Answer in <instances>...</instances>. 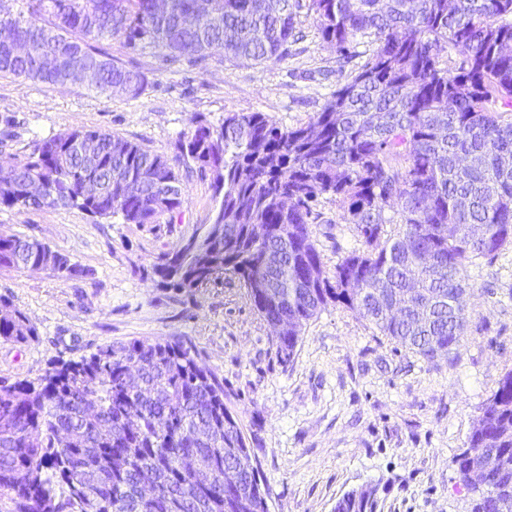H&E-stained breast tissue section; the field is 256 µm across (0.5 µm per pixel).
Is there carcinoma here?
Returning a JSON list of instances; mask_svg holds the SVG:
<instances>
[{
	"label": "carcinoma",
	"instance_id": "1",
	"mask_svg": "<svg viewBox=\"0 0 512 512\" xmlns=\"http://www.w3.org/2000/svg\"><path fill=\"white\" fill-rule=\"evenodd\" d=\"M0 0V74L74 83L76 64L97 67L102 95L132 98L148 86L132 54L159 49L160 66L201 67L215 55L264 62L288 53L296 25L312 19L345 58L362 38L368 61L305 126L262 112L191 119L169 160L99 129L36 140L0 167V208L77 207L94 219L154 224L180 213L183 176L210 180L213 222L160 253L164 288L193 291L221 275L247 288L288 363L309 321L346 308L427 360L450 353L466 314V266L512 246V0ZM197 16L194 26L183 22ZM32 44L27 56L16 42ZM448 49L462 57L453 74ZM185 172H180L179 167ZM96 176L98 195L81 194ZM39 178L44 195H25ZM336 202L363 248L324 270L314 207ZM394 224L398 231L385 233ZM41 268L63 279L90 271L35 239L0 233V268ZM398 299L404 314L386 313ZM0 339L38 340L0 296ZM497 465L471 478L484 454ZM475 493L472 512H512V371L482 406L454 456ZM268 489L227 405L224 383L180 337L116 342L77 359H53L29 380L0 379V512H269ZM378 488L345 493L334 512H379Z\"/></svg>",
	"mask_w": 512,
	"mask_h": 512
}]
</instances>
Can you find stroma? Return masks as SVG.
<instances>
[{
  "label": "stroma",
  "instance_id": "1",
  "mask_svg": "<svg viewBox=\"0 0 512 512\" xmlns=\"http://www.w3.org/2000/svg\"><path fill=\"white\" fill-rule=\"evenodd\" d=\"M299 26L304 39L261 64L215 58L201 69L162 71L143 54L149 84L135 98L0 75V165L22 158L33 140L76 128L106 130L172 159L194 113L214 123L228 112H261L281 127L307 124L373 47L358 40L344 61L311 20ZM185 185L181 213L154 224L95 221L75 207L0 208V233L47 243L93 272L65 280L0 269V295L39 331L31 344L0 341V378L33 379L52 359L112 342L180 336L223 381L224 401L259 461L270 512H333L365 484L378 486L380 512H468L472 495L452 459L512 371V248L468 266L466 330L450 356L425 359L331 306L307 324L284 363L237 279L194 292L154 280L158 254L213 221L209 181ZM318 210L312 231L330 271L360 238L335 202L321 200Z\"/></svg>",
  "mask_w": 512,
  "mask_h": 512
}]
</instances>
